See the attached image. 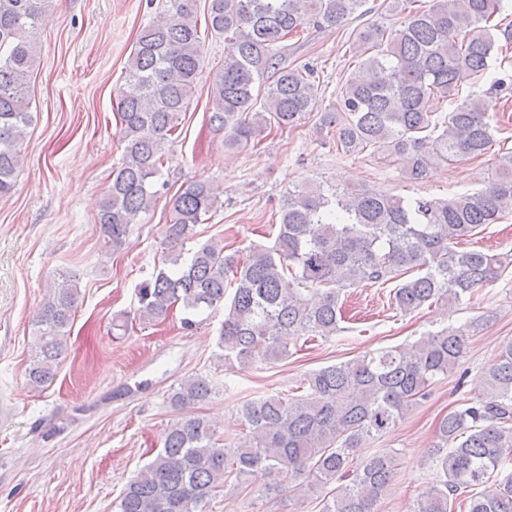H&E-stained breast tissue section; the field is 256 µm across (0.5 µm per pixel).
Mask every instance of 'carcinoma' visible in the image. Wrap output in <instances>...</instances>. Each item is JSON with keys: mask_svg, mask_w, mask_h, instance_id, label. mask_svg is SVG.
Segmentation results:
<instances>
[{"mask_svg": "<svg viewBox=\"0 0 512 512\" xmlns=\"http://www.w3.org/2000/svg\"><path fill=\"white\" fill-rule=\"evenodd\" d=\"M49 0H0V198L15 187L32 124L29 81L38 56L37 25ZM506 0H390L397 25H368L355 50L365 57L342 91L338 113L324 116L335 129L336 151L374 146L405 161L417 182L446 162L479 159L492 146L489 100L458 98L471 76L504 85L490 72L498 31L512 41V25L493 23ZM365 0H208L205 30L224 37V70L210 89L209 124L224 147H248L266 129L294 126L316 101L314 69L289 67L287 41L306 26L334 27ZM198 0H165L139 34L125 67L117 111L124 151L103 196L98 221L104 245L116 251L131 225L167 189L161 180L175 144L178 116L187 111L204 66ZM453 98L438 118V104ZM218 203L214 184L199 179L171 198L165 251L152 279L139 289L135 317L115 326L165 320L175 306L185 330L195 317L224 304L219 359L249 368L289 356L307 336L341 331V292L397 282L392 304L402 313L456 303L496 282L504 257L459 250L461 241L512 213V151L499 157L484 187L449 199L405 198L372 191L323 190L298 185L280 207L273 245L227 254L209 241L186 258L183 242ZM412 270L420 275L409 279ZM75 280L62 277L38 309L40 346L26 370L27 385L44 387L55 376L63 336L77 307ZM466 338L446 329L409 349L392 347L328 365L306 377L300 396L266 394L238 410L245 435L233 449L216 438L203 416L171 423L154 459L131 477L120 512H205L229 480L260 496H303L309 485H334L321 512H376L396 473L397 458L372 454L354 465L369 440L388 433L428 397L434 381L451 374ZM213 393L202 375L183 379L168 395L176 411ZM443 480L423 491L413 512H512V338L498 346L486 371L482 397L442 419L433 445Z\"/></svg>", "mask_w": 512, "mask_h": 512, "instance_id": "cac0c4a2", "label": "carcinoma"}]
</instances>
